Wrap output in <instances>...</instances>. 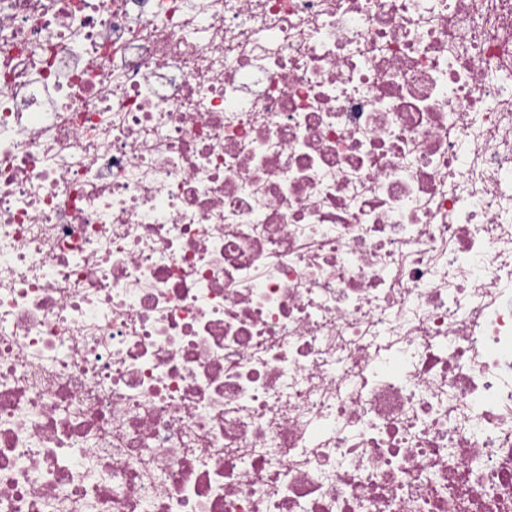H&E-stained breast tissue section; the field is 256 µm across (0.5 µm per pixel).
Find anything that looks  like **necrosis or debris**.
Wrapping results in <instances>:
<instances>
[{
  "label": "necrosis or debris",
  "mask_w": 512,
  "mask_h": 512,
  "mask_svg": "<svg viewBox=\"0 0 512 512\" xmlns=\"http://www.w3.org/2000/svg\"><path fill=\"white\" fill-rule=\"evenodd\" d=\"M0 512H512V0H0Z\"/></svg>",
  "instance_id": "obj_1"
}]
</instances>
